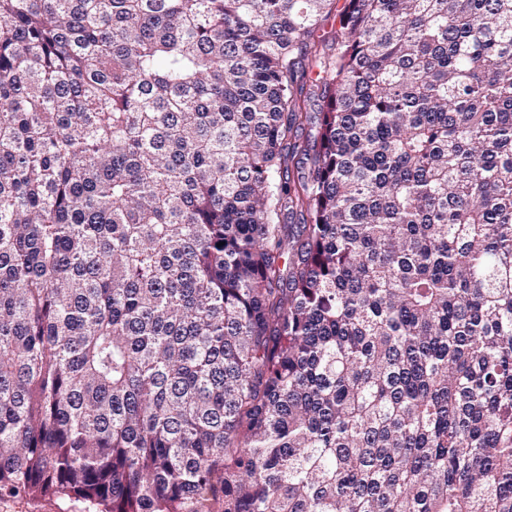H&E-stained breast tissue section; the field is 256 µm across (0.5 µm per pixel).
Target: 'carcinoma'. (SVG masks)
Listing matches in <instances>:
<instances>
[{
	"label": "carcinoma",
	"instance_id": "obj_1",
	"mask_svg": "<svg viewBox=\"0 0 512 512\" xmlns=\"http://www.w3.org/2000/svg\"><path fill=\"white\" fill-rule=\"evenodd\" d=\"M19 493L512 512V0H0Z\"/></svg>",
	"mask_w": 512,
	"mask_h": 512
}]
</instances>
